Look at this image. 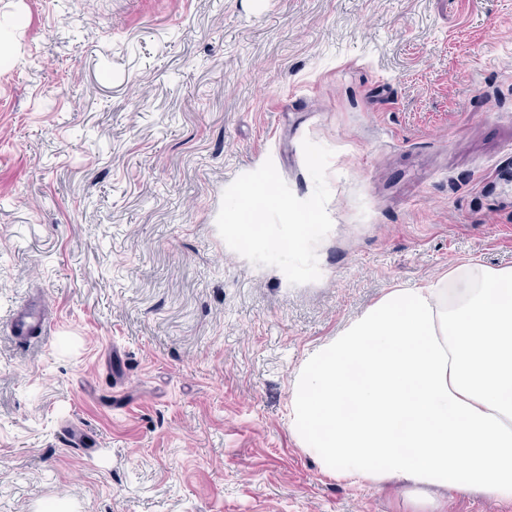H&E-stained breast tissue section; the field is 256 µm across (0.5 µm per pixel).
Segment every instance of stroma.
<instances>
[{
  "instance_id": "obj_1",
  "label": "stroma",
  "mask_w": 512,
  "mask_h": 512,
  "mask_svg": "<svg viewBox=\"0 0 512 512\" xmlns=\"http://www.w3.org/2000/svg\"><path fill=\"white\" fill-rule=\"evenodd\" d=\"M307 139L293 285L216 218L268 160L309 198ZM470 262L512 267V0H0V512H512L288 431L308 351Z\"/></svg>"
}]
</instances>
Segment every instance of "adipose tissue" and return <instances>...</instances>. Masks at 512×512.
<instances>
[{
    "label": "adipose tissue",
    "mask_w": 512,
    "mask_h": 512,
    "mask_svg": "<svg viewBox=\"0 0 512 512\" xmlns=\"http://www.w3.org/2000/svg\"><path fill=\"white\" fill-rule=\"evenodd\" d=\"M288 430L339 479L512 502V268L391 289L302 360Z\"/></svg>",
    "instance_id": "obj_1"
}]
</instances>
